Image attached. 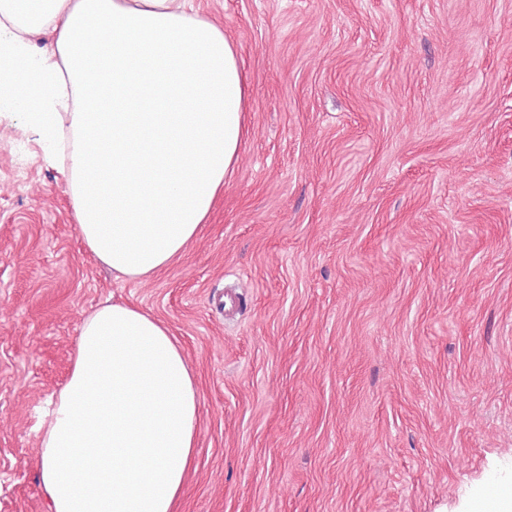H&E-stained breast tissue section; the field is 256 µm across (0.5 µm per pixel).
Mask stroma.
<instances>
[{
    "mask_svg": "<svg viewBox=\"0 0 512 512\" xmlns=\"http://www.w3.org/2000/svg\"><path fill=\"white\" fill-rule=\"evenodd\" d=\"M249 133L182 258L83 248L0 115V512H49L39 426L82 319L171 328L199 402L180 512H473L512 481V0H201Z\"/></svg>",
    "mask_w": 512,
    "mask_h": 512,
    "instance_id": "1",
    "label": "stroma"
}]
</instances>
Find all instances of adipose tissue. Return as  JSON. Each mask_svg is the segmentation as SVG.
<instances>
[{
	"label": "adipose tissue",
	"mask_w": 512,
	"mask_h": 512,
	"mask_svg": "<svg viewBox=\"0 0 512 512\" xmlns=\"http://www.w3.org/2000/svg\"><path fill=\"white\" fill-rule=\"evenodd\" d=\"M247 98L233 41L195 0H0V112L38 131L84 247L123 280H149L197 239L235 169ZM198 418L170 328L102 306L42 427L51 512H176Z\"/></svg>",
	"instance_id": "1"
}]
</instances>
